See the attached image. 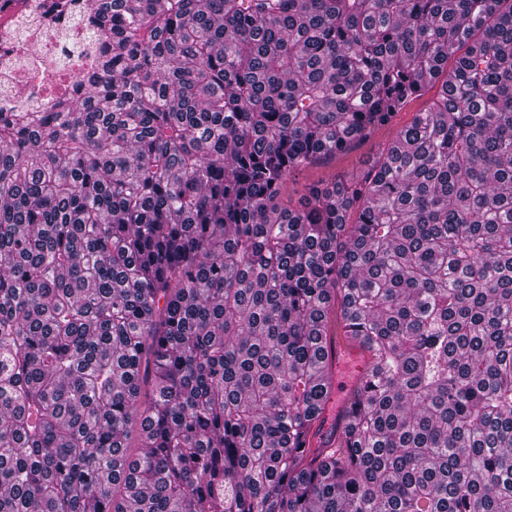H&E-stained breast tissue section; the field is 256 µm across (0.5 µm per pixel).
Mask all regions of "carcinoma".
Wrapping results in <instances>:
<instances>
[{
	"mask_svg": "<svg viewBox=\"0 0 512 512\" xmlns=\"http://www.w3.org/2000/svg\"><path fill=\"white\" fill-rule=\"evenodd\" d=\"M95 2L83 96L0 112V512H512V0ZM441 82L442 78L436 81L433 80L431 89L423 98L409 103L406 109L400 112L391 124L379 129L367 142L353 150L336 155V158L328 164L291 174L286 182L287 196H285L284 201L288 202L289 196L295 205L310 185L315 182L330 181L335 175L358 174L369 161L379 156L382 148L395 139L399 129L412 120L415 112H421L428 107L430 100L441 90ZM370 361V354L357 342L345 336L335 337L333 346L329 345L327 366L323 373L330 383L331 393L324 410L303 443L304 448H331L325 446L335 430L336 433L340 432L339 424L350 414L352 389L368 372Z\"/></svg>",
	"mask_w": 512,
	"mask_h": 512,
	"instance_id": "obj_1",
	"label": "carcinoma"
}]
</instances>
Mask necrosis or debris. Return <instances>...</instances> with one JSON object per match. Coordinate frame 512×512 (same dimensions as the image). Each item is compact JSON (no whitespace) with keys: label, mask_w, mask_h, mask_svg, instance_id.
<instances>
[{"label":"necrosis or debris","mask_w":512,"mask_h":512,"mask_svg":"<svg viewBox=\"0 0 512 512\" xmlns=\"http://www.w3.org/2000/svg\"><path fill=\"white\" fill-rule=\"evenodd\" d=\"M105 45L104 30L69 18L49 28L21 0H0V110L43 111L78 94Z\"/></svg>","instance_id":"obj_1"}]
</instances>
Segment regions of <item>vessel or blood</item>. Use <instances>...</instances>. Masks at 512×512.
Returning a JSON list of instances; mask_svg holds the SVG:
<instances>
[{
	"label": "vessel or blood",
	"mask_w": 512,
	"mask_h": 512,
	"mask_svg": "<svg viewBox=\"0 0 512 512\" xmlns=\"http://www.w3.org/2000/svg\"><path fill=\"white\" fill-rule=\"evenodd\" d=\"M371 356L360 345L343 336H336L328 349L327 366L323 376L331 393L312 431L303 446L307 449L325 447L352 408L351 392L370 368Z\"/></svg>",
	"instance_id": "vessel-or-blood-1"
}]
</instances>
